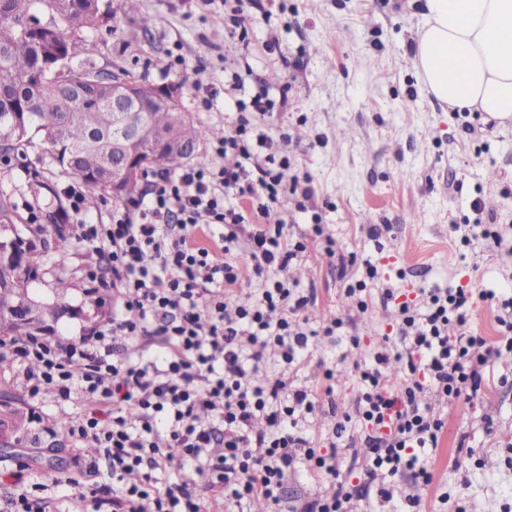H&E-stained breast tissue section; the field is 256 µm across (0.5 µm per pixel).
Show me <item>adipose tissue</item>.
<instances>
[{"label":"adipose tissue","mask_w":512,"mask_h":512,"mask_svg":"<svg viewBox=\"0 0 512 512\" xmlns=\"http://www.w3.org/2000/svg\"><path fill=\"white\" fill-rule=\"evenodd\" d=\"M415 66L449 111L512 121V0H423Z\"/></svg>","instance_id":"1"}]
</instances>
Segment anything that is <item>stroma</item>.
<instances>
[{"mask_svg": "<svg viewBox=\"0 0 512 512\" xmlns=\"http://www.w3.org/2000/svg\"><path fill=\"white\" fill-rule=\"evenodd\" d=\"M140 7L152 18L149 29L117 11L90 32L95 67L180 85L193 118L223 130L235 125L239 102L270 99L271 114L252 118L255 131L272 140L276 158H288L312 193L307 201L281 197L274 210L296 239L320 225L349 262L342 274L312 250L288 270L299 288L316 291L311 323L332 315L344 321L335 336L314 338L293 364L295 383L321 375V362L338 358L350 369L384 348L391 321L378 296L365 312L345 296L365 277L363 259L377 267L376 287L411 298L453 284L512 299V257L480 235L458 246L451 230L482 224L512 236V126L445 111L426 95L414 68L420 0H257L239 16L242 39L225 26L222 0H140ZM348 128L353 136L342 137ZM36 158L32 151L0 160V190L42 255L30 291L51 310L45 333L64 344L106 320L110 301L86 279L98 255L75 243L57 253L39 231L45 211L33 216L25 208L35 198ZM407 249L413 260L405 266L394 256ZM18 370L12 359H0V405L19 420L10 447H0V512H9L7 501L19 489L52 512H77L64 480L91 464L107 473L108 462L93 445L75 453L65 432L46 433L47 425L79 417L83 405L46 390L30 398ZM510 373L512 360L491 361L481 400L449 408L427 512H512V389L501 384ZM357 398L356 386L337 375L318 416L317 443L339 414L354 411Z\"/></svg>", "mask_w": 512, "mask_h": 512, "instance_id": "stroma-1", "label": "stroma"}]
</instances>
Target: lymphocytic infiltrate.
Masks as SVG:
<instances>
[{
    "instance_id": "f902f5d3",
    "label": "lymphocytic infiltrate",
    "mask_w": 512,
    "mask_h": 512,
    "mask_svg": "<svg viewBox=\"0 0 512 512\" xmlns=\"http://www.w3.org/2000/svg\"><path fill=\"white\" fill-rule=\"evenodd\" d=\"M252 131L250 115H240L212 145L211 161L152 173L143 200L117 209L107 224L86 223L80 190L67 186L71 235L100 257L86 278L92 288L111 289L112 314L67 345L47 334L1 339L0 353L22 363L29 396L51 388L83 402L81 424L67 433L72 445L102 448L110 471L92 491L94 512H218L226 502L258 498L283 512H356L362 494L349 478L358 468L368 484L412 471L405 505L420 512L447 424L441 410L477 398L485 366L501 350L512 352V300L498 308L490 342L467 327L476 302L493 292L423 288L402 301L385 289L383 302L394 305L392 347L356 366L354 414L336 424L328 447H315L318 396L332 394L335 371L296 385L285 368L312 337L335 333L342 321L312 328L316 297L288 279L309 242L263 218L298 181L288 162L258 157L255 148L267 139ZM229 154L237 163L221 165ZM243 238L242 256L233 248ZM245 282L255 288L241 305L236 290ZM427 388L440 410L421 406ZM259 417L266 425L257 430ZM359 438L369 449L366 465L354 455L341 463L340 449ZM162 459L172 479L155 477ZM302 466L335 484V494L292 505L283 488ZM200 485L211 501L196 494Z\"/></svg>"
}]
</instances>
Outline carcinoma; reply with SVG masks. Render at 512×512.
Segmentation results:
<instances>
[{"label":"carcinoma","instance_id":"obj_1","mask_svg":"<svg viewBox=\"0 0 512 512\" xmlns=\"http://www.w3.org/2000/svg\"><path fill=\"white\" fill-rule=\"evenodd\" d=\"M110 8L100 0H0V152L38 146L49 164L81 179L88 211L112 195V175L100 169V152L112 146V88L134 90L89 62L96 46L86 33L112 16ZM75 79L91 83L89 92L64 95ZM138 113L143 123L131 147L140 161L165 135L198 145L223 134L193 118L182 120L146 94ZM15 270L13 257L0 251V335H36L50 309L29 296ZM24 303L31 306L32 325H5L6 314Z\"/></svg>","mask_w":512,"mask_h":512}]
</instances>
